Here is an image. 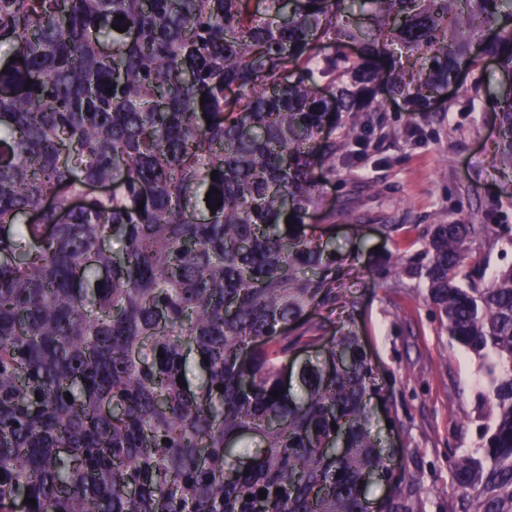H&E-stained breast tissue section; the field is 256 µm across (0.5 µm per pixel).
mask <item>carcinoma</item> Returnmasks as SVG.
<instances>
[{"label": "carcinoma", "mask_w": 512, "mask_h": 512, "mask_svg": "<svg viewBox=\"0 0 512 512\" xmlns=\"http://www.w3.org/2000/svg\"><path fill=\"white\" fill-rule=\"evenodd\" d=\"M1 47L0 512H369L376 478L412 512L354 326L307 316L357 310L315 172L382 93L430 112L485 56L512 81V0H0ZM490 105L512 172V91ZM485 231L379 266L486 377L448 512H512V264L460 280Z\"/></svg>", "instance_id": "carcinoma-1"}]
</instances>
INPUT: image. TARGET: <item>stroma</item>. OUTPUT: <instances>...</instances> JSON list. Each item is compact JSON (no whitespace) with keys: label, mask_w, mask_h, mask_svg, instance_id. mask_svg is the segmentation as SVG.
Wrapping results in <instances>:
<instances>
[{"label":"stroma","mask_w":512,"mask_h":512,"mask_svg":"<svg viewBox=\"0 0 512 512\" xmlns=\"http://www.w3.org/2000/svg\"><path fill=\"white\" fill-rule=\"evenodd\" d=\"M480 93L469 74L449 88L447 99L428 113L408 111L402 98L380 95V116L367 144L338 158L335 175L320 182V202L310 230L325 229V215L352 208L357 221H336L332 242L345 259L336 281L359 306L356 311L314 309L312 322L333 336L353 320L377 379L393 404L368 408L383 447L411 485L415 512H448L458 490L448 474L450 452L475 448L479 433L477 393L482 374L476 361L441 333L418 280H382L378 261L423 249L425 225L439 221L485 224L471 246L464 272L475 260L486 271L512 263V173L501 163L491 96L501 91L488 68ZM397 225L385 234L383 225Z\"/></svg>","instance_id":"stroma-1"}]
</instances>
